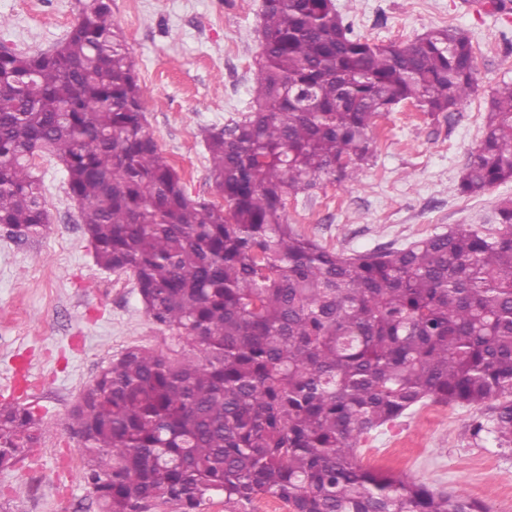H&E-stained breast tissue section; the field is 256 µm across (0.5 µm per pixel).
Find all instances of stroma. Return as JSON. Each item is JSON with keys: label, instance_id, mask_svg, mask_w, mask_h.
<instances>
[{"label": "stroma", "instance_id": "35a3bbf8", "mask_svg": "<svg viewBox=\"0 0 512 512\" xmlns=\"http://www.w3.org/2000/svg\"><path fill=\"white\" fill-rule=\"evenodd\" d=\"M335 0L356 33L410 41L455 28L478 58L477 93L432 118L409 105L379 119L374 153L357 182L288 198L289 224L320 244L366 251L401 246L458 224L492 223L512 183L480 195L456 190L484 137L489 95L512 81V0ZM262 0H112L138 63L147 128L182 174L192 198L218 201L209 178L206 131L248 111L260 51ZM76 0H0V45L36 54L61 41ZM49 223L24 242L0 232V402L16 400L44 421L33 453L0 471V512H98L82 479L81 443L68 413L110 360L133 346L164 347L167 333L147 317L132 278L99 268L68 194L59 162L41 154ZM432 420L412 414L372 431L364 450L395 440L420 442L406 477L465 488L489 512H512V456L492 437L471 435L474 410L433 404Z\"/></svg>", "mask_w": 512, "mask_h": 512}]
</instances>
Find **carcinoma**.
I'll use <instances>...</instances> for the list:
<instances>
[{
	"mask_svg": "<svg viewBox=\"0 0 512 512\" xmlns=\"http://www.w3.org/2000/svg\"><path fill=\"white\" fill-rule=\"evenodd\" d=\"M50 51L0 53V229L49 224L33 158L63 166L97 266L133 278L162 350L132 347L74 405L101 512L172 503L228 512L263 496L292 512H489L463 489L363 465L361 440L431 400L480 411L512 455V198L495 224L348 253L288 224L290 196L356 181L373 128L410 103L434 117L478 89L471 40L354 32L334 0H262L251 110L205 136L224 203L195 200L146 127L144 89L112 0H77ZM512 182V82L457 185ZM0 403V469L42 436Z\"/></svg>",
	"mask_w": 512,
	"mask_h": 512,
	"instance_id": "1",
	"label": "carcinoma"
}]
</instances>
